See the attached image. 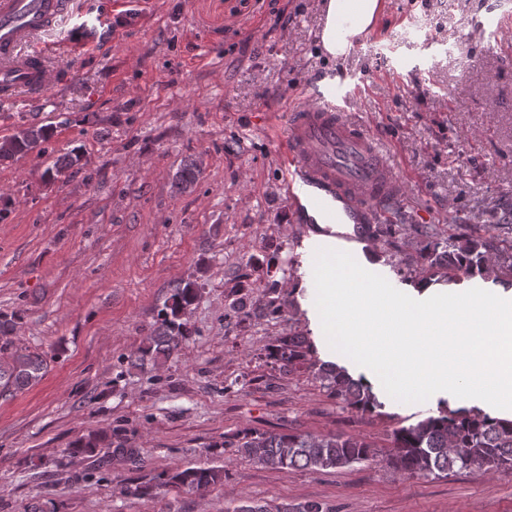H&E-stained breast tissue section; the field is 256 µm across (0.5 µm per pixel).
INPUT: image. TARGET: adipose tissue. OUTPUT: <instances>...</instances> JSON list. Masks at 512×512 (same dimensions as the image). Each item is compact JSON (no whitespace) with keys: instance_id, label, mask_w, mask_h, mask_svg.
Masks as SVG:
<instances>
[{"instance_id":"1","label":"adipose tissue","mask_w":512,"mask_h":512,"mask_svg":"<svg viewBox=\"0 0 512 512\" xmlns=\"http://www.w3.org/2000/svg\"><path fill=\"white\" fill-rule=\"evenodd\" d=\"M382 10V0H327L320 31L324 51L336 59L347 55L354 39L375 25Z\"/></svg>"}]
</instances>
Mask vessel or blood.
Returning <instances> with one entry per match:
<instances>
[{"label":"vessel or blood","instance_id":"b4317fda","mask_svg":"<svg viewBox=\"0 0 512 512\" xmlns=\"http://www.w3.org/2000/svg\"><path fill=\"white\" fill-rule=\"evenodd\" d=\"M68 0H0V90L38 98L53 82L39 39ZM351 101L319 88L289 99L277 160L298 220L386 224L404 198L387 146L356 119Z\"/></svg>","mask_w":512,"mask_h":512}]
</instances>
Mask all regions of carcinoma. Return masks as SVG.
Segmentation results:
<instances>
[{"label": "carcinoma", "mask_w": 512, "mask_h": 512, "mask_svg": "<svg viewBox=\"0 0 512 512\" xmlns=\"http://www.w3.org/2000/svg\"><path fill=\"white\" fill-rule=\"evenodd\" d=\"M53 137V128L29 125L0 139V162L27 154L30 142L46 144ZM82 155L77 149L58 156L46 170L51 180H59L70 168L79 164ZM198 176L194 162L184 165L176 177V187L185 191ZM423 240L419 249L422 264L443 271V277L453 281L454 273H478L499 279L512 276V251L498 246L499 237H474L457 234L441 237L436 227L414 226ZM198 296V289L187 282L172 289L160 309V323L142 346L130 356L131 365L143 369L158 368L177 353L187 340V312ZM310 345L307 338L288 334L277 340L270 357L293 369L306 360ZM44 361L38 354L15 351L9 359L0 360V396L24 390L39 380ZM317 378L328 395L358 412H371L381 406L371 386L354 379L345 368L323 363ZM224 447L233 448L245 458L274 469H302L312 472L341 469L374 457L373 446L354 436H317L296 432L269 433L242 430L224 440ZM392 463L413 477H439L453 471L512 470V420L490 416L478 407L452 410L442 407L415 424L401 426L393 433ZM224 480L222 469L184 468L167 475L165 485L178 489L197 490ZM233 512H328L318 502L294 504H261L246 498Z\"/></svg>", "instance_id": "1"}]
</instances>
